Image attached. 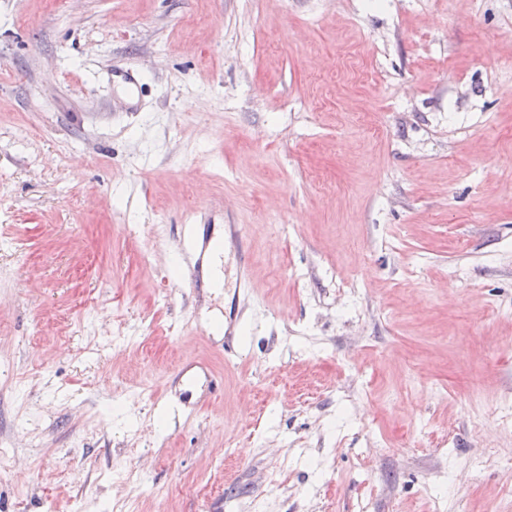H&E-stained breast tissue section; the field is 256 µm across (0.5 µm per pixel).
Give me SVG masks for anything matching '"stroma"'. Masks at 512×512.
I'll list each match as a JSON object with an SVG mask.
<instances>
[{"mask_svg":"<svg viewBox=\"0 0 512 512\" xmlns=\"http://www.w3.org/2000/svg\"><path fill=\"white\" fill-rule=\"evenodd\" d=\"M0 361V512H512V0H0Z\"/></svg>","mask_w":512,"mask_h":512,"instance_id":"1","label":"stroma"}]
</instances>
